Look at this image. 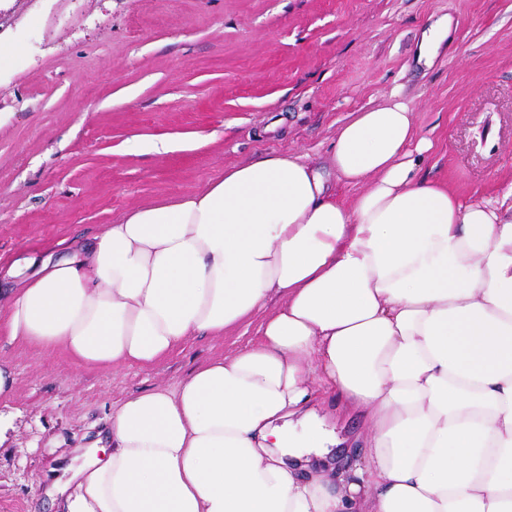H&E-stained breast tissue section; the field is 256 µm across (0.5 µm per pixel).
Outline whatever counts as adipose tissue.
Listing matches in <instances>:
<instances>
[{
    "label": "adipose tissue",
    "instance_id": "1",
    "mask_svg": "<svg viewBox=\"0 0 512 512\" xmlns=\"http://www.w3.org/2000/svg\"><path fill=\"white\" fill-rule=\"evenodd\" d=\"M432 148L394 92L326 160L267 153L14 260L0 335L85 365L150 367L260 322L124 399L58 487L65 512H512V210L422 176ZM317 386L370 429L341 486L304 411Z\"/></svg>",
    "mask_w": 512,
    "mask_h": 512
}]
</instances>
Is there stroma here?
I'll list each match as a JSON object with an SVG mask.
<instances>
[{"mask_svg":"<svg viewBox=\"0 0 512 512\" xmlns=\"http://www.w3.org/2000/svg\"><path fill=\"white\" fill-rule=\"evenodd\" d=\"M452 30L432 67L422 31ZM0 291L12 260L60 252L127 211L202 191L266 153L323 159L355 112L399 90L433 150L429 179L463 197L512 189V0H0ZM196 336L152 367L84 366L0 340V512H53L49 468L93 443L127 396L175 387L254 342ZM365 455L363 417L314 404Z\"/></svg>","mask_w":512,"mask_h":512,"instance_id":"1","label":"stroma"}]
</instances>
